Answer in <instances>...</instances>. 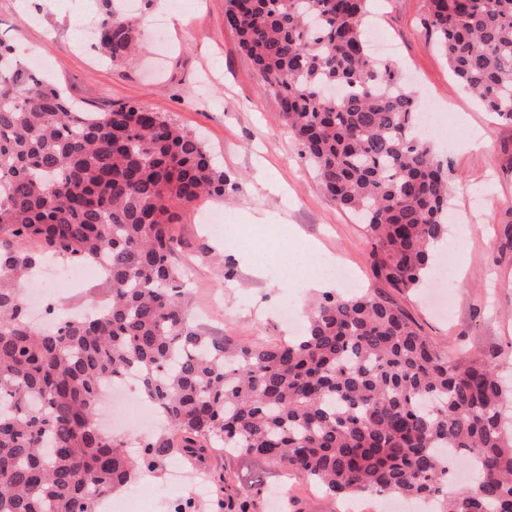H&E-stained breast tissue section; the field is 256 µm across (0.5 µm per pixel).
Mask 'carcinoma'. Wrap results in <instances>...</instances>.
Instances as JSON below:
<instances>
[{
    "mask_svg": "<svg viewBox=\"0 0 512 512\" xmlns=\"http://www.w3.org/2000/svg\"><path fill=\"white\" fill-rule=\"evenodd\" d=\"M371 0H225L224 24L279 101L336 206L363 221L374 277L424 284L448 236V165L414 130L416 103L362 37ZM460 84L512 124V0H425ZM105 59H135L137 19L108 8ZM344 93L328 97L325 87ZM229 177L205 143L135 104L84 112L0 41V512H99L175 449L268 462L336 498L425 501L430 512H512V431L495 367L453 361L388 296L325 292L304 333L237 347L184 307L173 225ZM47 255L100 265L111 302L33 324L24 280ZM165 412L136 458L96 423L126 374ZM219 512H254L262 488L223 475Z\"/></svg>",
    "mask_w": 512,
    "mask_h": 512,
    "instance_id": "cac0c4a2",
    "label": "carcinoma"
}]
</instances>
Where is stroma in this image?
I'll return each mask as SVG.
<instances>
[{
  "label": "stroma",
  "mask_w": 512,
  "mask_h": 512,
  "mask_svg": "<svg viewBox=\"0 0 512 512\" xmlns=\"http://www.w3.org/2000/svg\"><path fill=\"white\" fill-rule=\"evenodd\" d=\"M225 0H152L138 8L140 61L101 62L82 40L94 27L102 0H0V39L12 43L21 63L42 58L46 79L77 105L108 112L134 102L199 132L219 167L238 184L224 198L199 201L174 234L177 262L189 273V308L205 333L240 345L275 343L292 333L282 306L297 316L315 298L305 288L320 280L339 295L345 287L325 274L327 265L352 269L358 287L377 290L369 266L370 244L358 220L337 208L311 165L300 156L276 96L265 91L234 31L224 24ZM424 0H372L365 32L384 31L385 53L406 77L418 110L441 113L426 135L447 164L449 212L457 220L448 235L457 242L448 312L439 314L426 291L399 295V302L449 355L466 353L497 365L512 381V125L497 121L454 79L435 38L420 24ZM163 30H156V20ZM480 194L479 208L469 205ZM223 219L216 236L209 218ZM300 270L289 276L287 266ZM173 452L146 478L151 491L130 512H212L223 491L207 484L195 497L168 480L170 471L193 470ZM208 469L242 487L281 489L299 512H388L389 500L368 494L330 501L314 485L284 481L277 467L247 466L221 453Z\"/></svg>",
  "instance_id": "1"
}]
</instances>
